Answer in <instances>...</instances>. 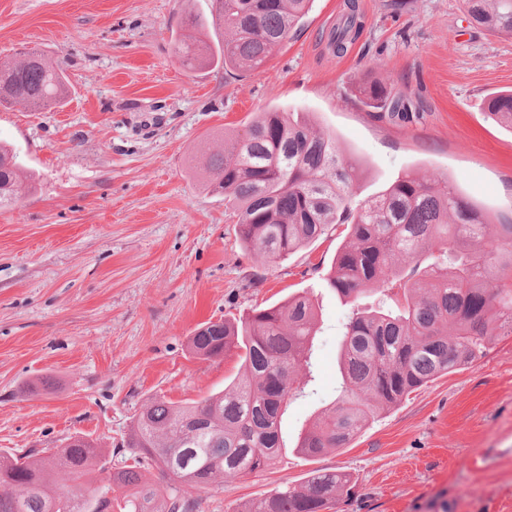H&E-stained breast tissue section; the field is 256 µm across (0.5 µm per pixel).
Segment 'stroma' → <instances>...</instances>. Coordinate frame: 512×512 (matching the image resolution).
Returning a JSON list of instances; mask_svg holds the SVG:
<instances>
[{"mask_svg": "<svg viewBox=\"0 0 512 512\" xmlns=\"http://www.w3.org/2000/svg\"><path fill=\"white\" fill-rule=\"evenodd\" d=\"M359 37L327 33L347 0H315L257 70L184 69L171 34L209 0H0V60L35 48L69 75L62 106H0L36 190L0 210V452L35 454L81 435L107 460L153 397L222 391L238 353L201 359L205 322L308 294L313 382L288 404L276 464L210 487L199 512H235L311 471L353 487L338 512H512V336L370 419L350 447L315 458L295 444L334 401L351 312L325 281L344 234L265 264L244 250L223 195L198 175L203 145L256 113L305 112L355 160L358 200L406 174L438 173L490 217L512 223V131L484 111L512 89V37L473 26L462 0H356ZM377 80L416 97L422 119L392 123L356 89Z\"/></svg>", "mask_w": 512, "mask_h": 512, "instance_id": "1", "label": "stroma"}]
</instances>
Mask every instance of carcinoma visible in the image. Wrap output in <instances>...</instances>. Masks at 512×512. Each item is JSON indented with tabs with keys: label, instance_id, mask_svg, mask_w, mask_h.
Here are the masks:
<instances>
[{
	"label": "carcinoma",
	"instance_id": "cac0c4a2",
	"mask_svg": "<svg viewBox=\"0 0 512 512\" xmlns=\"http://www.w3.org/2000/svg\"><path fill=\"white\" fill-rule=\"evenodd\" d=\"M209 2V15L185 13L183 32L175 33V57L190 70L261 67L313 0ZM464 4L477 25L512 35V0ZM360 32L351 0L330 47L339 54ZM67 91L63 67L39 51L0 63V106L56 107ZM359 93L389 121L419 117L376 81L363 82ZM487 115L512 129V90L492 96ZM203 152V183L224 194L255 258L275 262L347 230L327 277L352 305L336 398L299 435L301 455L348 447L379 410L475 362L491 338L512 335V224L490 232L489 217L441 177L407 174L357 201L356 164L298 112H260L222 149ZM21 170L17 151L0 144V209L34 189V176ZM315 335V307L305 294L204 324L192 352L211 359L241 350L237 380L198 401L150 399L127 435L133 463L111 472L94 446L82 456L69 447L38 458L0 453V512H196L208 487L275 464L281 417L298 376L310 370ZM146 465L160 481L144 478ZM59 471L70 487L55 486ZM350 484L347 473L314 470L304 488L286 485L237 512H330Z\"/></svg>",
	"mask_w": 512,
	"mask_h": 512
}]
</instances>
